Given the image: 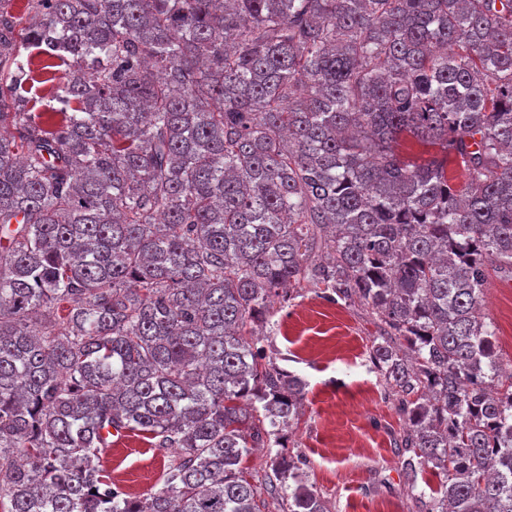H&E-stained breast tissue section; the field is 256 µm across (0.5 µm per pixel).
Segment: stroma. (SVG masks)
<instances>
[{
	"mask_svg": "<svg viewBox=\"0 0 512 512\" xmlns=\"http://www.w3.org/2000/svg\"><path fill=\"white\" fill-rule=\"evenodd\" d=\"M485 316L491 322L503 368L512 367V279L492 276ZM266 355L303 378V413L282 439L283 453L303 463L308 484L331 512H416L400 481L402 457L393 446L405 419L369 348L376 327L367 306L337 303L304 290L275 304ZM166 454L131 435L112 446V477L124 493L140 496L160 485Z\"/></svg>",
	"mask_w": 512,
	"mask_h": 512,
	"instance_id": "obj_1",
	"label": "stroma"
}]
</instances>
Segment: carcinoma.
I'll return each mask as SVG.
<instances>
[{"label":"carcinoma","mask_w":512,"mask_h":512,"mask_svg":"<svg viewBox=\"0 0 512 512\" xmlns=\"http://www.w3.org/2000/svg\"><path fill=\"white\" fill-rule=\"evenodd\" d=\"M29 4L0 7L3 512H330L292 460L270 503L245 466L298 420L257 335L307 288L372 314L417 512H512L483 313L512 273V0ZM24 49L67 66L48 111ZM110 428L173 452L159 488L116 487Z\"/></svg>","instance_id":"1"}]
</instances>
